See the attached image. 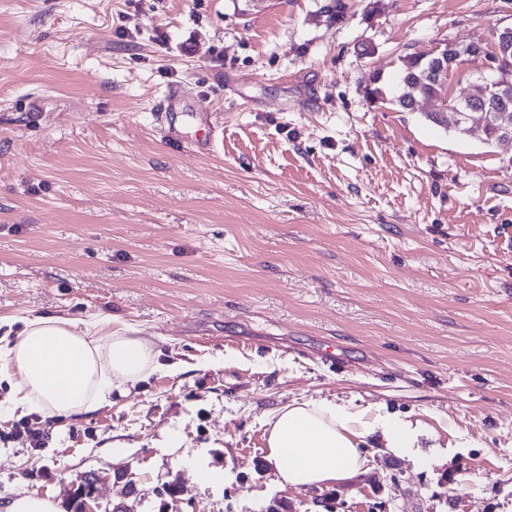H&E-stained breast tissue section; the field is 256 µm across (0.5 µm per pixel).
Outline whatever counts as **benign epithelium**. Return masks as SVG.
<instances>
[{
    "instance_id": "benign-epithelium-1",
    "label": "benign epithelium",
    "mask_w": 512,
    "mask_h": 512,
    "mask_svg": "<svg viewBox=\"0 0 512 512\" xmlns=\"http://www.w3.org/2000/svg\"><path fill=\"white\" fill-rule=\"evenodd\" d=\"M469 48L468 44L448 42L443 48L422 54L421 59L432 62L435 71L426 72L417 80L431 76L446 86L456 78L475 79V92L464 109L450 104L445 95L433 99V117L441 122L444 114L450 112L453 124H470L472 130L483 133L512 111V25L496 30L490 45L478 51L476 65L466 70L462 63L469 60ZM100 482L101 476L96 472L83 476L81 484L88 488L79 499L81 512H98L96 492Z\"/></svg>"
}]
</instances>
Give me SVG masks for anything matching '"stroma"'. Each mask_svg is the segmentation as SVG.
I'll use <instances>...</instances> for the list:
<instances>
[{"instance_id":"stroma-1","label":"stroma","mask_w":512,"mask_h":512,"mask_svg":"<svg viewBox=\"0 0 512 512\" xmlns=\"http://www.w3.org/2000/svg\"><path fill=\"white\" fill-rule=\"evenodd\" d=\"M329 2L0 0V318L106 314L180 365L79 419L0 378V503L66 512L95 471L100 512H512V141L388 102L401 57L490 42L512 0ZM203 111L209 147L168 137ZM310 398L415 446L376 433L350 481L281 486L266 420ZM2 512H57L56 503L47 496L37 492H30L24 495L7 500Z\"/></svg>"}]
</instances>
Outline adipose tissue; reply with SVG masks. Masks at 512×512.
Instances as JSON below:
<instances>
[{"mask_svg":"<svg viewBox=\"0 0 512 512\" xmlns=\"http://www.w3.org/2000/svg\"><path fill=\"white\" fill-rule=\"evenodd\" d=\"M156 343L102 318L97 334L62 317L32 315L15 338L0 336V372L17 374L12 403L45 417H80L101 399L164 369ZM387 445L407 453L416 431L392 415L367 419L364 412L327 400L293 402L268 422V460L280 485L297 490L336 484L360 474L362 446L374 431Z\"/></svg>","mask_w":512,"mask_h":512,"instance_id":"1","label":"adipose tissue"}]
</instances>
